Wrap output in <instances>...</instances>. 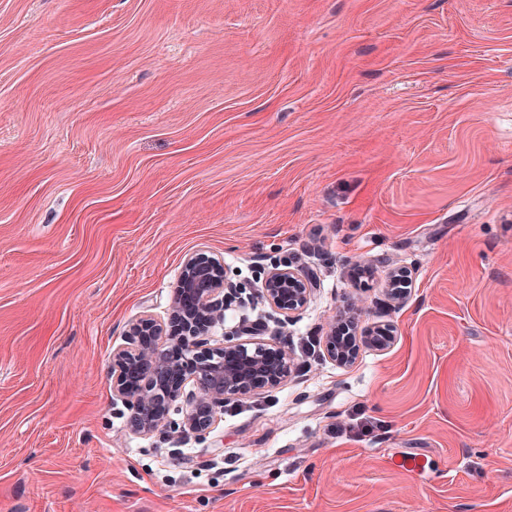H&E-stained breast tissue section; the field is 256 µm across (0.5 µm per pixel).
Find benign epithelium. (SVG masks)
Returning <instances> with one entry per match:
<instances>
[{
	"label": "benign epithelium",
	"mask_w": 512,
	"mask_h": 512,
	"mask_svg": "<svg viewBox=\"0 0 512 512\" xmlns=\"http://www.w3.org/2000/svg\"><path fill=\"white\" fill-rule=\"evenodd\" d=\"M315 283L302 269L282 262L270 265L259 290L279 326L294 321L310 304ZM190 295L197 310L185 325L180 347L183 357L174 361L157 345L143 346V337L167 340L162 324L150 316L132 321L125 345L112 352V396L129 411V429L137 436L177 433L181 438H202L218 422L224 406L251 393L274 388L291 372L288 354L256 336L264 326L240 318L239 325L224 329V313L249 301L232 281L224 260L192 255L186 259L175 288V299ZM224 336L212 344L216 330ZM327 355L341 363L356 354L352 342L326 335ZM180 404L181 422L169 419L171 406Z\"/></svg>",
	"instance_id": "benign-epithelium-1"
}]
</instances>
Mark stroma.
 I'll return each mask as SVG.
<instances>
[{
    "instance_id": "35a3bbf8",
    "label": "stroma",
    "mask_w": 512,
    "mask_h": 512,
    "mask_svg": "<svg viewBox=\"0 0 512 512\" xmlns=\"http://www.w3.org/2000/svg\"><path fill=\"white\" fill-rule=\"evenodd\" d=\"M194 254L314 278L296 371L138 437ZM0 512H512V0H0ZM350 334V327L348 325L338 326L329 334L326 335L325 348L327 355L341 363L347 364L351 362L356 354V347L352 344V339L348 342L340 343L336 340V336H340L341 338H346Z\"/></svg>"
}]
</instances>
